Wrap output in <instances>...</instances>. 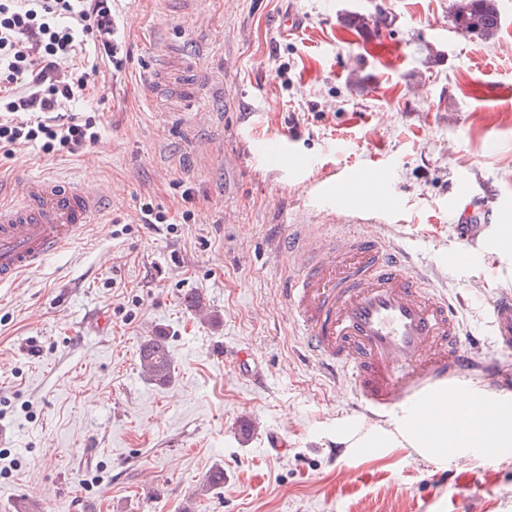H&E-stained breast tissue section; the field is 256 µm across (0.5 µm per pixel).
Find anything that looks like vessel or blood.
I'll return each mask as SVG.
<instances>
[{"instance_id": "vessel-or-blood-1", "label": "vessel or blood", "mask_w": 512, "mask_h": 512, "mask_svg": "<svg viewBox=\"0 0 512 512\" xmlns=\"http://www.w3.org/2000/svg\"><path fill=\"white\" fill-rule=\"evenodd\" d=\"M383 178L374 169L318 184L315 193L347 211L353 197ZM105 208L99 189L26 174L0 183V285L67 247ZM279 249L297 265L280 288L290 325L308 356L341 375L366 419L429 435L439 405L473 387L476 407L496 408L512 424V400L503 397L512 390V370L500 361L512 353L511 288L490 302L495 355L480 362L458 302L397 244L354 228L336 241L297 227Z\"/></svg>"}]
</instances>
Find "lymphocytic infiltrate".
<instances>
[{
  "instance_id": "lymphocytic-infiltrate-1",
  "label": "lymphocytic infiltrate",
  "mask_w": 512,
  "mask_h": 512,
  "mask_svg": "<svg viewBox=\"0 0 512 512\" xmlns=\"http://www.w3.org/2000/svg\"><path fill=\"white\" fill-rule=\"evenodd\" d=\"M111 33L112 0H0L1 158L23 142L74 154L97 140L95 120L57 113L84 97L100 67L78 59Z\"/></svg>"
}]
</instances>
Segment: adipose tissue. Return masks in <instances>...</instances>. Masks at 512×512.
<instances>
[{"mask_svg":"<svg viewBox=\"0 0 512 512\" xmlns=\"http://www.w3.org/2000/svg\"><path fill=\"white\" fill-rule=\"evenodd\" d=\"M472 396L466 395L454 399L451 409H440L439 429L432 435L425 436L399 428L402 440L414 448H444L450 445L461 448H511L512 426L502 424L495 409L483 410V425L480 431H471L469 426V409L473 404ZM457 410L455 429H447L449 410Z\"/></svg>","mask_w":512,"mask_h":512,"instance_id":"1","label":"adipose tissue"}]
</instances>
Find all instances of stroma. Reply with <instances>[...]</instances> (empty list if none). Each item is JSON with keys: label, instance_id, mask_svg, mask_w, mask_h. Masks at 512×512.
I'll use <instances>...</instances> for the list:
<instances>
[{"label": "stroma", "instance_id": "stroma-1", "mask_svg": "<svg viewBox=\"0 0 512 512\" xmlns=\"http://www.w3.org/2000/svg\"><path fill=\"white\" fill-rule=\"evenodd\" d=\"M452 2L197 0L182 14L115 0L122 67L65 108L95 117L97 142L0 159V181L75 178L110 195L67 248L0 287V512H512V447L462 464L442 449L429 476L383 435L362 455L351 393L303 356L280 297L279 218L344 235L316 183L381 167L386 183L356 209L388 214L378 232L463 297L487 356L488 301L512 284L497 246L512 226V0L488 43L454 30ZM348 12L370 34L344 27ZM157 41L176 56L158 63ZM160 68L172 82L146 97L140 78ZM285 131L302 168L258 152ZM145 202L161 222L142 223ZM461 203L487 217L481 244L461 242ZM463 246L471 260L449 268ZM159 330L165 386L139 361ZM241 351L262 383L239 373ZM216 467L223 488L199 494Z\"/></svg>", "mask_w": 512, "mask_h": 512}]
</instances>
